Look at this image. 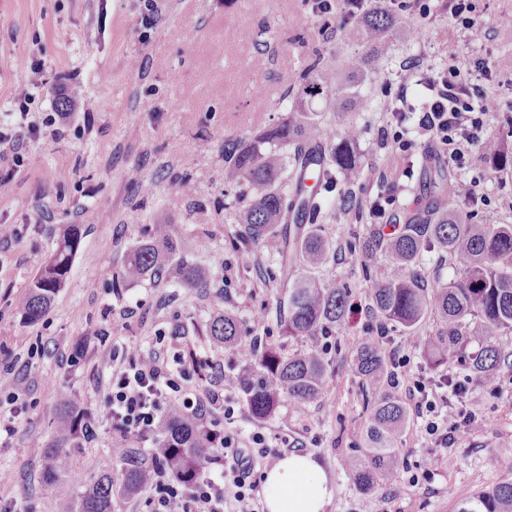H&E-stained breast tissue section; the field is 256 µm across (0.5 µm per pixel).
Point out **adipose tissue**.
Returning a JSON list of instances; mask_svg holds the SVG:
<instances>
[{"label": "adipose tissue", "instance_id": "adipose-tissue-1", "mask_svg": "<svg viewBox=\"0 0 512 512\" xmlns=\"http://www.w3.org/2000/svg\"><path fill=\"white\" fill-rule=\"evenodd\" d=\"M263 490L268 512H325L333 498L320 464L294 452L265 471Z\"/></svg>", "mask_w": 512, "mask_h": 512}]
</instances>
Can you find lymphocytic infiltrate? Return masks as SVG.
Wrapping results in <instances>:
<instances>
[{"label":"lymphocytic infiltrate","instance_id":"f902f5d3","mask_svg":"<svg viewBox=\"0 0 512 512\" xmlns=\"http://www.w3.org/2000/svg\"><path fill=\"white\" fill-rule=\"evenodd\" d=\"M490 67L461 69L451 64L430 71L422 78L430 97L417 115L415 126L397 122L392 141L399 150L411 149L414 131L429 134L443 147L449 161L468 163L473 151L483 149L490 137L486 117L493 104L479 95L476 75H488ZM180 386L167 365L157 357L121 358L101 408L122 444L154 443L165 407ZM426 435L439 447L460 440L483 422L468 409L465 401L449 403L447 395L437 393L423 380H415L409 389ZM214 447L224 455V468L219 474L205 472L192 488H184L167 470L159 468L150 481L151 512H260V488L255 472L266 456L263 433L253 432L247 445L231 438L213 435Z\"/></svg>","mask_w":512,"mask_h":512}]
</instances>
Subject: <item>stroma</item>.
<instances>
[{
  "label": "stroma",
  "instance_id": "1",
  "mask_svg": "<svg viewBox=\"0 0 512 512\" xmlns=\"http://www.w3.org/2000/svg\"><path fill=\"white\" fill-rule=\"evenodd\" d=\"M450 3L391 0V10L413 16L418 37L396 33L374 73L342 89L369 102L345 115L361 131L359 174L352 181L336 174L320 224L341 254L332 271L350 288L357 310L330 337L296 340L282 336L276 318L249 324L261 305L278 309L286 292L237 261L231 245L236 210L223 205L224 141L257 134L285 117L314 57L341 73L357 64L364 45L348 36L355 19L345 0H330L326 14L314 0H0V126L24 156L18 166L10 151L0 152V175L11 183L9 194L0 196V224L19 229L0 242V370L13 375L0 402L13 401L20 410L12 436L0 441V472L8 477L0 483V508L70 512L79 486L97 479L102 456L118 445L99 415L111 376L104 361L115 344L167 360L181 350L211 361V368L180 378L183 390L200 398L236 379L244 361L206 334L210 317L224 310L282 356L322 349L327 394L301 408L282 402L257 420L234 389V422L217 410L204 417V426L238 441L264 433L266 470L287 452L311 455L333 489L326 512H455L458 499L512 478V410L503 404L512 395L508 368L496 386L469 384L467 406L485 424L452 448L431 444L420 418L411 417L396 480L376 495H364L340 465L362 448L367 418L351 364L372 323L355 244L376 221L373 202L386 201L387 214H403L430 192L431 172L446 163L424 134L410 153L382 145V130L396 122L385 103L402 101L405 123L413 125L428 95L415 85V72L452 59L464 69L476 59L490 60V75L478 80L495 106L487 132L512 148V42L497 37L512 29V0H474L471 30L453 22ZM21 59L40 67L41 82L18 68ZM24 89L30 97L18 101ZM181 174L191 177L195 194L173 189ZM460 175L474 182L480 201L471 206L451 198L449 209L473 224H512V168L475 157ZM139 179L153 181L151 194L137 191ZM347 196L355 207L343 205ZM159 222L173 224L188 259L212 267L209 287L119 284L128 253L148 225ZM64 224L82 227L69 278L49 312L26 323L15 300L56 249ZM202 238L209 250H198ZM388 350L408 360L396 388L400 396H407L412 380L434 377L402 330L391 332ZM65 392L88 412L92 429L71 448L73 479L46 497L39 489L42 447L54 437Z\"/></svg>",
  "mask_w": 512,
  "mask_h": 512
}]
</instances>
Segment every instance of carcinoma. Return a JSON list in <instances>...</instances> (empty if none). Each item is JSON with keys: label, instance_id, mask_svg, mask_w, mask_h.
<instances>
[{"label": "carcinoma", "instance_id": "carcinoma-1", "mask_svg": "<svg viewBox=\"0 0 512 512\" xmlns=\"http://www.w3.org/2000/svg\"><path fill=\"white\" fill-rule=\"evenodd\" d=\"M408 36L418 29L401 13L368 9L357 16L353 34L365 43V52L351 74L365 79L389 49L393 32ZM339 75L316 59L300 77L298 97L288 114L264 131L224 142L225 185L235 189L231 205L237 208V232L242 266L262 272L258 247L270 236L282 239L280 280L287 292V315L281 328L297 340L327 335L342 325L349 312V288L322 270L336 263V245L313 222H304L305 197L313 193L306 180L325 178L329 167L345 175L358 174L356 125L345 122L341 130L322 124L309 110L306 98L333 96L332 110L341 114L367 107L336 93ZM481 158L496 168L512 167V152L498 139ZM454 183L451 172L438 168L430 184L431 199L419 200L402 222L379 224L359 242L368 299L381 329L400 327L416 341L425 356L443 366L452 377L462 367L473 381L488 384L512 355L499 347L500 336L512 332V224H471L443 204L445 190ZM81 241L79 225L61 229L54 253L34 277L18 308L24 320L39 321L64 285ZM436 251L448 257L455 269L446 283L429 284L420 273L423 256ZM174 273L186 288L207 286L209 269L182 255L172 225H150L147 234L129 253L122 271L126 283ZM437 318L434 332L420 334L430 317ZM206 335L226 349L243 345L241 321L229 312L218 313L206 325ZM246 370L238 387L251 415L270 416L283 399L303 407L324 397L327 362L318 350H303L288 358L268 346L244 356ZM354 371L371 392L367 402L368 426L364 446L342 460V466L368 494L394 481L400 448L410 422V410L385 382L389 354L381 339L362 338L353 349ZM59 437L44 445L46 465L40 491L50 496L72 477L73 460L67 446L88 422L75 412L67 395L61 396ZM171 474L190 487L202 476L200 462L214 456L206 429L179 407L166 415L157 438ZM155 449L111 448L100 464L96 481L78 493L74 512H112L114 497L134 495L145 487L158 464ZM119 461L121 482L112 480V462ZM457 512H512V480L498 482L457 503Z\"/></svg>", "mask_w": 512, "mask_h": 512}]
</instances>
